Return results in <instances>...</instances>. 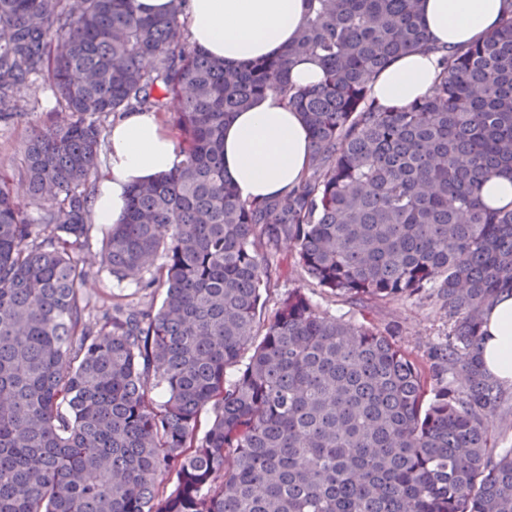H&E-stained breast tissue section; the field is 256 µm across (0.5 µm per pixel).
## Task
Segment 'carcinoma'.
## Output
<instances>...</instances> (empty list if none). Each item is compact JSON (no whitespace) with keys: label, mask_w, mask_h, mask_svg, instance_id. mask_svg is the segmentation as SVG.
I'll return each mask as SVG.
<instances>
[{"label":"carcinoma","mask_w":512,"mask_h":512,"mask_svg":"<svg viewBox=\"0 0 512 512\" xmlns=\"http://www.w3.org/2000/svg\"><path fill=\"white\" fill-rule=\"evenodd\" d=\"M174 2L0 0V118L41 82L62 117L26 141L38 217L0 172V512H512V450L487 425L504 390L480 357L512 290V209L482 197L512 178V11L442 58L431 93L381 106L377 73L431 49L420 0H306L285 49L233 65L190 45ZM303 55L321 83H290ZM270 91L300 112L310 167L252 203L225 177L224 125ZM132 110L179 130L180 161L131 186L100 265L163 300L93 323L74 252L104 122ZM283 238L334 295L427 296L448 343L425 368L301 287L260 323Z\"/></svg>","instance_id":"obj_1"}]
</instances>
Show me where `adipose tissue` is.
Instances as JSON below:
<instances>
[{"instance_id": "1", "label": "adipose tissue", "mask_w": 512, "mask_h": 512, "mask_svg": "<svg viewBox=\"0 0 512 512\" xmlns=\"http://www.w3.org/2000/svg\"><path fill=\"white\" fill-rule=\"evenodd\" d=\"M147 14L178 10L191 42L228 64L271 56L291 42L305 19V0H137ZM512 0H421L433 51L396 58L372 84L383 105H405L433 89L440 53L483 40L497 28ZM310 136L300 115L274 92L235 113L224 128V173L242 200L285 195L310 162ZM176 141L155 113L133 111L113 125L109 160L92 202L95 223L122 218L131 184L170 171ZM481 358L491 375L512 384V293L503 292L487 312Z\"/></svg>"}]
</instances>
